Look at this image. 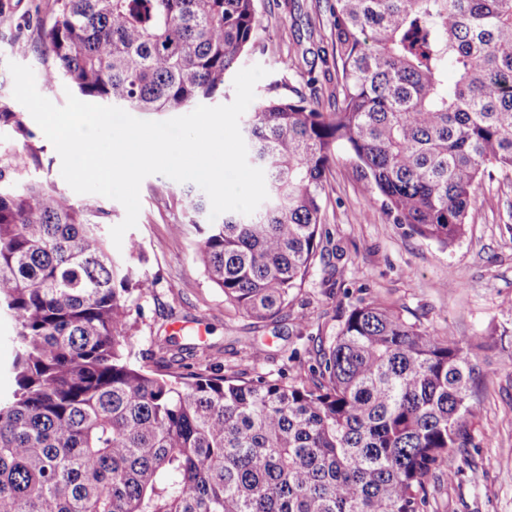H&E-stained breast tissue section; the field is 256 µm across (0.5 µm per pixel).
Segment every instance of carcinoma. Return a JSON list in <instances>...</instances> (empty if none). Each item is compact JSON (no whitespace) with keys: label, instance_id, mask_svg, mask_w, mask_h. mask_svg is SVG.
Wrapping results in <instances>:
<instances>
[{"label":"carcinoma","instance_id":"1","mask_svg":"<svg viewBox=\"0 0 512 512\" xmlns=\"http://www.w3.org/2000/svg\"><path fill=\"white\" fill-rule=\"evenodd\" d=\"M51 80L133 112L224 90L254 0H56ZM332 58L309 93L270 94L242 127L268 198L205 224L196 257L224 304L274 320L318 263L339 151L396 224L447 247L478 190L512 171V0H325ZM456 81L448 86V71ZM336 80L329 109L320 79ZM109 213L0 158V313L15 324L0 396V512H424L436 470L471 443L469 342L354 306L314 362L277 379L132 361L133 294L153 282L107 244Z\"/></svg>","mask_w":512,"mask_h":512}]
</instances>
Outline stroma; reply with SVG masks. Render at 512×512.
Here are the masks:
<instances>
[{
  "instance_id": "stroma-1",
  "label": "stroma",
  "mask_w": 512,
  "mask_h": 512,
  "mask_svg": "<svg viewBox=\"0 0 512 512\" xmlns=\"http://www.w3.org/2000/svg\"><path fill=\"white\" fill-rule=\"evenodd\" d=\"M11 4L0 14V108L20 113L31 135L19 137L0 123V151L15 157L21 177L63 190L61 158L14 99L7 68L11 61L30 66L38 91L56 105L65 103L64 87L43 79L52 59L39 39L55 0ZM255 8L259 26L241 65L267 71L255 86L256 98L274 85L283 93L304 88L311 63L329 42L321 0H255ZM185 190V184L158 174L140 187L141 210L129 234L142 244L139 268L154 287L133 298L140 309L137 365L163 372L159 345L173 335L184 348L185 364L274 375L290 370L292 351L312 350V337L335 336L352 306H389L408 322L466 338L485 373L473 443L443 463L456 477L436 487L428 512H512V368L502 365L512 351L511 171L485 180L465 235L445 248L392 223L353 162L338 155L327 179L321 242L337 270L335 284L324 287L323 268L315 266L293 308L268 322L225 307L223 292L204 278L195 258L199 236L185 219ZM254 347L263 357L249 367L244 359Z\"/></svg>"
}]
</instances>
